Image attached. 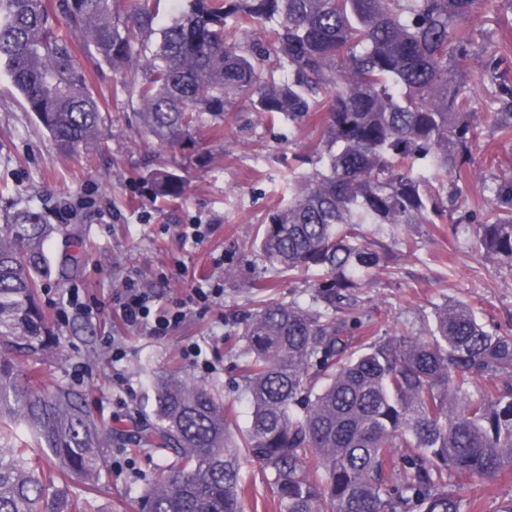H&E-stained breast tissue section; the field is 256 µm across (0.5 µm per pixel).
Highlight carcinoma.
Masks as SVG:
<instances>
[{"instance_id":"carcinoma-1","label":"carcinoma","mask_w":512,"mask_h":512,"mask_svg":"<svg viewBox=\"0 0 512 512\" xmlns=\"http://www.w3.org/2000/svg\"><path fill=\"white\" fill-rule=\"evenodd\" d=\"M160 3L0 0V63L62 154L104 136L71 36L94 67L115 72L152 146H195L204 117L238 99L271 125L321 113L312 171L259 226L256 248L290 276L330 279L317 285L321 311L271 302L246 319L238 369L251 417L239 441L207 386L159 380L156 421L137 438L176 463L146 489L141 512H243L244 459L264 472L279 512H469L468 486L512 469V331L446 303L428 338H378L356 353L336 313L357 318V276L382 261L362 244L363 224L473 222L479 254L512 267V176L493 179L487 196H462L483 134L462 70L483 37L481 0H184L164 22ZM502 65L490 56L484 73L500 86L493 128L509 138ZM150 188L176 198L182 177L159 169ZM53 233L28 207L0 224V340L26 359L43 350L36 295ZM99 436L77 391L36 386L0 358V512H70L65 492L49 494L55 481L37 453L90 478Z\"/></svg>"}]
</instances>
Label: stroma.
I'll list each match as a JSON object with an SVG mask.
<instances>
[{
    "label": "stroma",
    "mask_w": 512,
    "mask_h": 512,
    "mask_svg": "<svg viewBox=\"0 0 512 512\" xmlns=\"http://www.w3.org/2000/svg\"><path fill=\"white\" fill-rule=\"evenodd\" d=\"M486 37L476 45L464 72L476 92V119L485 122L498 108L499 87L481 68L485 57H504L512 68V0H489L476 20ZM110 68L92 71L105 119L101 145L75 155L57 152L34 125L0 66V216L33 207L58 228L47 247L51 264L75 257L79 270L67 283L57 276L40 281L38 303L46 323H54L52 297L69 289L88 290L103 305L95 319L70 317L48 340L38 360L26 362L29 377L45 386L64 385L83 394L89 410L109 426L99 438L102 472L98 482L66 481L72 503L94 499L100 512H140L139 500L161 466L172 463L165 451L145 448L137 428L155 422V380L178 370L208 386L229 408V431L239 435L248 425L250 406L238 386L234 368L246 350L238 335L248 311L261 302H297L314 306L312 285L319 272L288 278L255 260L250 245L268 213L286 203L302 173L295 156L308 154L321 129L319 115L302 126L271 125L241 104L229 106L225 118L207 120L196 132L194 150L148 148L136 129L127 96H113ZM179 169L182 195L153 197L148 174L160 164ZM512 174V139L484 132L466 193L484 194L490 175ZM96 189L99 213L69 217L64 196ZM180 224H206L210 231L196 246H181ZM81 230L79 247L67 246L63 229ZM364 243L389 251V259L364 280L358 294L362 325L352 334L353 348L375 338L405 334L428 336L438 306L471 305L483 323L512 329V269L481 260L475 253L474 226L451 224H366ZM223 259L215 268L214 259ZM142 275L161 302L186 296L201 283L220 284L223 302L194 308L169 336L120 332L112 321L114 293L124 281ZM124 335V356L113 360L110 336ZM233 344H225L226 335ZM203 349L202 361L190 365L182 349ZM244 512H268L273 497L258 464L242 465ZM478 512H512V471L472 487Z\"/></svg>",
    "instance_id": "35a3bbf8"
}]
</instances>
